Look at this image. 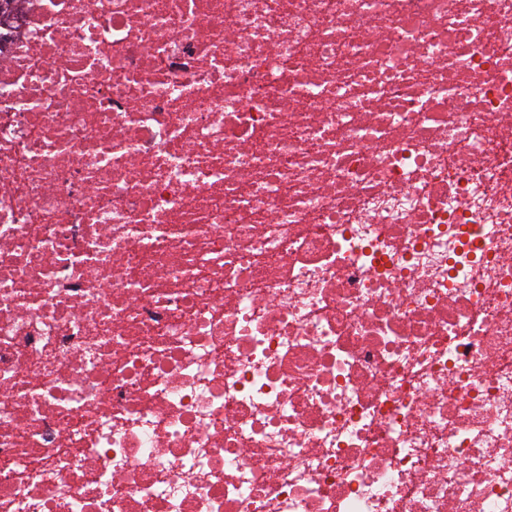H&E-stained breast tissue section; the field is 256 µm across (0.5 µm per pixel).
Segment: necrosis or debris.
<instances>
[{
  "instance_id": "4bbe7bcc",
  "label": "necrosis or debris",
  "mask_w": 512,
  "mask_h": 512,
  "mask_svg": "<svg viewBox=\"0 0 512 512\" xmlns=\"http://www.w3.org/2000/svg\"><path fill=\"white\" fill-rule=\"evenodd\" d=\"M0 512H512V0H22Z\"/></svg>"
}]
</instances>
